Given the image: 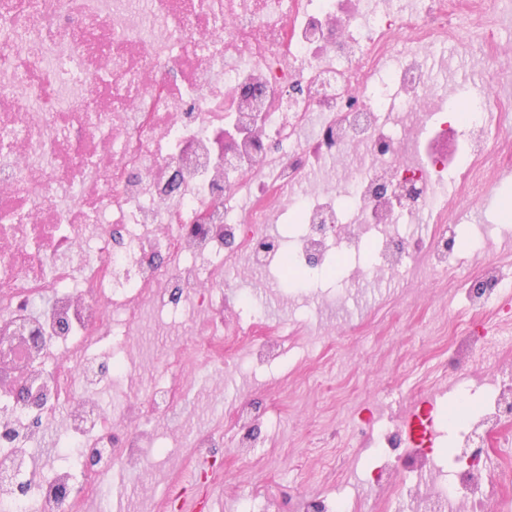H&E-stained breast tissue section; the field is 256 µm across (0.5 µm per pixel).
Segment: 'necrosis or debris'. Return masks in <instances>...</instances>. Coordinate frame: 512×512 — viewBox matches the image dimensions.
<instances>
[{
    "label": "necrosis or debris",
    "mask_w": 512,
    "mask_h": 512,
    "mask_svg": "<svg viewBox=\"0 0 512 512\" xmlns=\"http://www.w3.org/2000/svg\"><path fill=\"white\" fill-rule=\"evenodd\" d=\"M465 9L487 5L0 0V512H80L161 459L170 433L156 417L185 394L179 364L144 399L100 395L130 370L143 305L245 304L250 273L348 262L367 231L382 232L381 258L353 284L396 276L418 253L453 275L442 190L452 179L457 193L486 191L482 173L505 158L486 118L512 100L481 99L462 159L401 153L439 92L427 50L460 41ZM288 186L301 189L291 221L302 233L260 234ZM413 216L436 230L411 236ZM464 295L478 310L501 306L512 278L480 271ZM286 335L256 308L216 314L189 343L215 377L225 339L264 341L272 357ZM452 335L461 362L491 365L494 378L460 391L454 457L422 449L421 472L396 492L408 512H512V338L459 323ZM365 429L362 486L374 492L405 450L390 425L371 417ZM46 442L48 466L35 453Z\"/></svg>",
    "instance_id": "4bbe7bcc"
}]
</instances>
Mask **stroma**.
I'll list each match as a JSON object with an SVG mask.
<instances>
[{
    "label": "stroma",
    "instance_id": "obj_1",
    "mask_svg": "<svg viewBox=\"0 0 512 512\" xmlns=\"http://www.w3.org/2000/svg\"><path fill=\"white\" fill-rule=\"evenodd\" d=\"M481 17L464 14L459 27L467 41L432 51L444 93L438 109L449 112L476 91L512 97V76L497 78L475 32ZM480 196L455 198L450 216L460 227L458 277L443 278L427 256L408 259L403 273L374 289L347 291L337 282L315 278L313 287H282L269 274L258 299L271 323L291 334L280 359L261 361L255 349L225 347L222 383L198 374L199 355L185 341L211 319L208 309L172 320L143 307L130 342L136 360L129 374L107 388L106 402L142 399L174 355H182L187 390L181 403L161 414L172 431L175 462L149 470L145 483L157 495L179 486L204 496V512H236L238 490L258 487L265 512H293L299 496L335 501L339 488L358 485L359 448L365 438L359 420L367 415L399 424L418 392L419 381L448 363L454 323L469 321L501 328L512 336V311H474L459 286L461 279L493 266L512 276V229L493 232L485 246L475 237L498 211L512 207V165L488 176ZM441 411L457 398L453 380L424 386ZM250 403L267 408L277 422L262 429V446L242 454L229 414ZM219 434L207 454L194 449L198 432ZM156 495V497H157ZM156 497L135 484L115 487L113 502L98 512H162Z\"/></svg>",
    "mask_w": 512,
    "mask_h": 512
}]
</instances>
